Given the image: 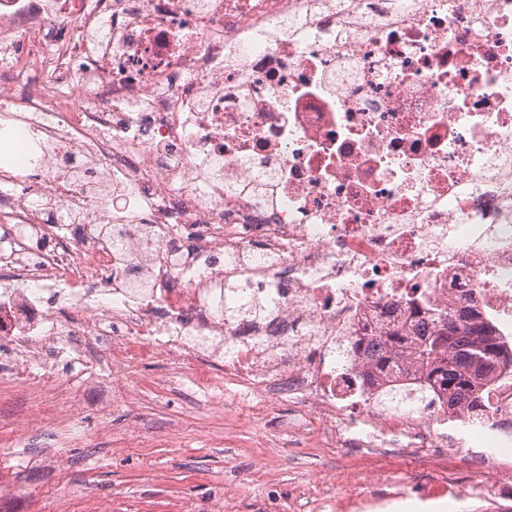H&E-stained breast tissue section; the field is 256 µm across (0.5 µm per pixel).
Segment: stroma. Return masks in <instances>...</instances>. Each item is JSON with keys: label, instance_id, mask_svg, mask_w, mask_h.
Segmentation results:
<instances>
[{"label": "stroma", "instance_id": "stroma-1", "mask_svg": "<svg viewBox=\"0 0 512 512\" xmlns=\"http://www.w3.org/2000/svg\"><path fill=\"white\" fill-rule=\"evenodd\" d=\"M12 361L0 346V512H55L63 500L70 512H85L91 498L110 512H211L231 482L237 490L229 512H253L269 484L286 496L308 487L307 512H512V498L466 493L492 470L299 442L285 428L297 410L287 396H273L271 413L249 420L246 404L223 407L222 393L198 392L194 369L161 359L143 360L132 375L139 401L131 410L101 404L110 366L91 381L70 354H57V374L72 379L71 419L18 434L14 426L27 412L54 409L61 397L17 385ZM56 452L65 468L48 466ZM372 474L403 482L405 499L385 508L364 501L379 493L365 484Z\"/></svg>", "mask_w": 512, "mask_h": 512}]
</instances>
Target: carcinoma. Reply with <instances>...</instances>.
I'll return each instance as SVG.
<instances>
[{
	"label": "carcinoma",
	"instance_id": "obj_1",
	"mask_svg": "<svg viewBox=\"0 0 512 512\" xmlns=\"http://www.w3.org/2000/svg\"><path fill=\"white\" fill-rule=\"evenodd\" d=\"M474 309L439 311L430 316V328L400 327L366 344L374 372L389 377L398 367V354L409 349L423 373L424 383L403 386L392 380L389 388L374 394L373 403L396 408L418 405L443 415L456 408L481 415V381L501 360H512V348L487 324L472 322Z\"/></svg>",
	"mask_w": 512,
	"mask_h": 512
}]
</instances>
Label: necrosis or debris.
<instances>
[{"mask_svg": "<svg viewBox=\"0 0 512 512\" xmlns=\"http://www.w3.org/2000/svg\"><path fill=\"white\" fill-rule=\"evenodd\" d=\"M0 340L19 381L60 343L121 380L224 358L226 404L292 395L323 448L512 456V366L468 437L377 410L365 351L418 298L512 335V0H0ZM79 89V105L69 92ZM70 208V225L58 207ZM152 230L149 292L104 227ZM64 289L66 316L44 305ZM264 301L263 320L239 318ZM480 450H472V443Z\"/></svg>", "mask_w": 512, "mask_h": 512, "instance_id": "obj_1", "label": "necrosis or debris"}]
</instances>
